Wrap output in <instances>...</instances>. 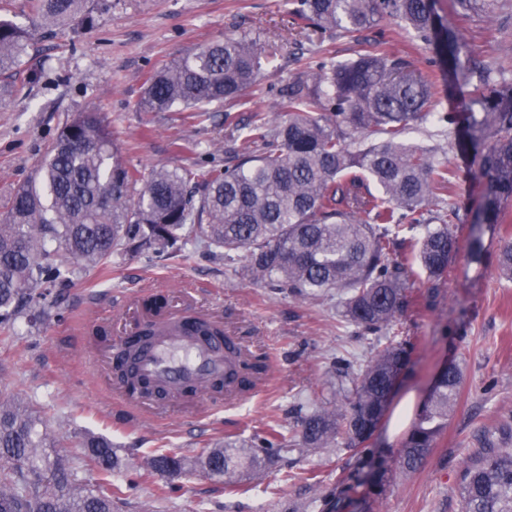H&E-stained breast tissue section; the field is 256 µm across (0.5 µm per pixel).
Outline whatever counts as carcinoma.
<instances>
[{
    "label": "carcinoma",
    "instance_id": "cac0c4a2",
    "mask_svg": "<svg viewBox=\"0 0 512 512\" xmlns=\"http://www.w3.org/2000/svg\"><path fill=\"white\" fill-rule=\"evenodd\" d=\"M509 0H454L465 14ZM306 41L359 33L396 19L438 49L448 83L462 93L450 112L436 109L431 75L387 51L356 58L309 61L288 82L281 113L252 115L241 127L224 114L233 143L224 166L139 169L114 155L112 131L90 113L68 119L46 146L33 178L0 206V330L9 331L19 309L47 298L69 281L75 266L96 267L120 250L174 246L189 234L205 238L229 261L244 260L253 281L302 298L337 292L342 316L365 334L387 337L367 362L339 365L336 399L301 417L289 438L262 441L274 455L317 448L339 439L365 444L380 422L412 346L389 331L409 306L414 267L425 273L428 300L446 282L458 253L459 208L448 204L454 171L433 150L406 135L428 123L441 128L448 148L460 151L482 187L483 203L470 224L468 262L484 261L483 229L507 224L512 214V82L497 81L462 34L435 11L434 0H292ZM89 0H29L28 24L0 18V74L13 71L32 32L91 19ZM268 56L245 37L194 49L152 72L141 107L169 112L224 106L257 86ZM371 179V192L364 178ZM410 233V254L398 249ZM501 278L512 281V240L496 254ZM462 373L443 368L427 405L405 438L396 465L415 471L429 456L459 396ZM18 400L0 402V512H116L123 489L112 442L87 435L75 444L81 460L61 454ZM233 444L197 458L211 476L232 484L259 457ZM95 472L88 489L80 466ZM187 460L157 453L148 476L165 494L186 471ZM461 512H512V449L490 439L467 458Z\"/></svg>",
    "mask_w": 512,
    "mask_h": 512
}]
</instances>
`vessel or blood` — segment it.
Masks as SVG:
<instances>
[{"mask_svg": "<svg viewBox=\"0 0 512 512\" xmlns=\"http://www.w3.org/2000/svg\"><path fill=\"white\" fill-rule=\"evenodd\" d=\"M152 336L139 338L133 328L117 333L113 354L116 369H123L121 354L135 353V374L144 383L133 390L119 386L117 395L138 424L156 411L167 407L168 396L188 394L210 399L213 409L251 397L262 379L241 387L238 366L224 337L201 335L192 319L169 313L159 319Z\"/></svg>", "mask_w": 512, "mask_h": 512, "instance_id": "1", "label": "vessel or blood"}]
</instances>
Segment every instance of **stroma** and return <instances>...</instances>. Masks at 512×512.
<instances>
[{
  "label": "stroma",
  "mask_w": 512,
  "mask_h": 512,
  "mask_svg": "<svg viewBox=\"0 0 512 512\" xmlns=\"http://www.w3.org/2000/svg\"><path fill=\"white\" fill-rule=\"evenodd\" d=\"M435 8L495 76L512 81V22L501 27L457 14L452 0H436ZM94 14L91 27L36 33L14 81L22 83L34 68L44 72L45 81L29 94L0 100V203L35 174L63 122L86 110L110 127L117 155L128 165L223 163L225 115L244 122L255 111H279V93L305 56L338 62L365 46L404 54L431 72L440 111L457 104L448 95L444 68L430 65L434 46L392 20L357 40L327 38L318 50L305 44L290 0H97ZM228 36L252 39L270 56L256 92L221 109L209 106L201 118L178 108L140 110L149 71ZM418 139L438 145V159L455 171L449 200L463 219H472L480 189L468 163L449 152L434 127ZM469 233L466 226L459 230L460 251L432 305L419 302L398 321L413 347L411 363L361 454L332 444L285 459L271 456L230 487L191 469L164 499L152 481L140 478L147 458L161 450L193 459L218 442L250 445L273 426L295 430L332 379L335 359L360 366L378 344L377 336L342 317L339 294L304 301L257 284L240 262L215 257L195 238L179 251L117 252L104 265L76 268L71 281L54 290L46 316L21 313L11 333L0 332V400L22 398L43 416L62 448L85 434L110 438L123 463L116 482L137 481L120 512H324L322 499L343 485L353 486L354 497L364 495L359 481L376 463L386 473L379 492L368 496L372 512H460L464 461L480 438L490 432L499 447L512 448V282L501 279L495 267L501 244L512 240V223L485 232L486 261L478 266L467 260ZM153 295L164 296L172 309L222 316L225 328L265 352L270 371L259 395L210 414L201 427L189 408L130 424L123 407L86 371L84 348L108 341L114 315L129 324L140 319L145 299ZM451 362L463 373L457 404L426 463L416 472H401L394 460L407 431L393 429L394 411L410 393L424 403L437 374Z\"/></svg>",
  "instance_id": "1"
}]
</instances>
